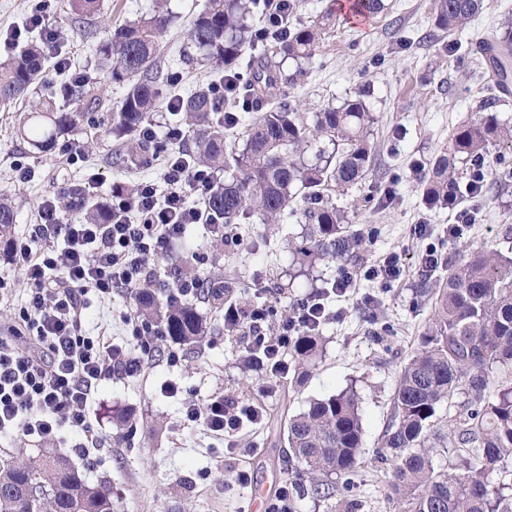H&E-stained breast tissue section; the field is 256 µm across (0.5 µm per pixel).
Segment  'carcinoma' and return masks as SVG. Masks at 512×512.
<instances>
[{
	"label": "carcinoma",
	"mask_w": 512,
	"mask_h": 512,
	"mask_svg": "<svg viewBox=\"0 0 512 512\" xmlns=\"http://www.w3.org/2000/svg\"><path fill=\"white\" fill-rule=\"evenodd\" d=\"M271 0H207L193 17L188 36L195 55L191 65L224 69L235 82L233 93L220 96L208 82L175 101L177 126L185 131L181 146L198 166L223 172L205 200L206 223L213 229L215 247H223L220 230L253 215L262 224L294 218L304 226L301 242L289 241L293 262L312 267L332 261L347 266L360 253L375 228L353 229L333 195L347 191L366 176L374 150L376 117L366 104L369 90L309 114L289 89L308 74L319 56L326 32L334 25L333 10L306 22L295 21V0H288L287 32L263 37L257 16L267 18ZM354 11L375 17L387 12L384 0H355ZM482 11V0H431L434 28L429 38L442 36L471 21ZM172 16L165 0H156L153 12L112 28L97 47L100 66L126 89L115 107L102 111V99L90 76L68 88L85 111L69 112L57 105L53 83L45 81L44 46L30 41L11 58L0 62V103L37 95L16 135L41 154L55 148L65 135L87 133L121 141L128 158L144 161L161 148L143 139L145 126L159 109L162 86L177 78L166 65L161 38ZM476 52L487 57L489 74L485 96L476 117L456 127L444 146L427 162L421 180L430 207H457L464 196L483 194L492 149L512 147V125L502 123L498 107L506 103L500 85L512 67V20L500 33L483 39ZM291 61L295 71L283 66ZM263 107L242 122L240 107ZM495 179L512 180V156L498 152ZM301 199L302 206L296 205ZM86 224H105L109 203L76 201ZM16 207L12 197L0 196V259L12 257ZM179 277L199 278L186 261ZM201 279V278H199ZM199 298L212 308H231L238 319L224 324L236 336L250 331L251 313L266 308L259 301L233 295L234 285L218 275L201 279ZM432 306L431 323L420 339V349L404 365L392 398L390 419L381 448L374 454L378 466L391 465L392 491L406 498L407 512H512L509 484L494 486L489 474L512 476V380L488 393L493 367H512V258L484 247L472 248L466 259L439 281H425L418 289ZM141 319L158 325L163 336L178 344L201 342L208 335L206 319L196 300L161 296L156 288L134 290ZM295 370L305 374L323 351L315 330L288 345ZM462 393L455 418L454 437L460 452L448 470L434 466L433 452L448 441L434 424L437 406ZM288 444L290 494L319 501L336 496L338 480L350 484L365 460L360 396L354 388L313 399L308 408L283 424ZM0 512H115L112 492L90 484L71 466L64 452L40 448L34 454L19 450L10 462L0 461Z\"/></svg>",
	"instance_id": "1"
}]
</instances>
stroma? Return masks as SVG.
Returning <instances> with one entry per match:
<instances>
[{"label": "stroma", "instance_id": "stroma-1", "mask_svg": "<svg viewBox=\"0 0 512 512\" xmlns=\"http://www.w3.org/2000/svg\"><path fill=\"white\" fill-rule=\"evenodd\" d=\"M389 12L374 18L337 14L336 25L324 40L322 52L292 93L309 110L345 98L370 85L366 99L377 118L375 159L365 179L347 195L337 197L350 224L360 229L376 226L378 236L367 247L347 296L331 299L335 317L323 326L325 347L316 366L299 386L288 378L262 375L242 366L248 342L244 336L224 332L223 314L199 304L210 332L196 347L160 338L155 343L154 368L146 374L106 382L89 408L90 421L107 441L106 447L84 454L76 451L78 435L63 431L56 443L71 465L94 484H106L118 512H259L263 498L272 496L288 480L287 447L280 431L286 416L306 409L310 399L355 387L361 397L366 463L353 488L339 490L337 497L349 503L351 512H406L404 501L393 497L383 470L372 462L385 431L398 376L416 351L419 336L431 318V306L417 303L416 290L424 277L447 276L448 266L464 260L469 248L481 245L512 257V185H492L476 198L477 223L450 236L448 227L456 213L448 208L426 207L420 179L422 167L448 142L459 124L474 117L480 88L460 94L470 84L468 68L460 60L487 37L512 0H484L478 20L446 35L447 55H438L425 40L433 27L431 0H386ZM206 0H168L174 24L162 38L166 61L183 71V81L165 91V98L187 95L196 85L208 82L210 72L185 66L183 55L190 47L189 22ZM154 0H101L97 12L84 14L77 26L67 28L60 42L68 59L65 73L50 70L53 83L62 76L89 73L96 78L106 104L119 101L123 88L97 67L95 50L107 37L106 23L119 24L150 13ZM404 36L396 47V36ZM29 102L0 105V193L16 196V235L28 233L37 218V206L48 195L70 188L89 199L108 200L120 184L140 181L161 183L157 163H105L111 141L69 163L62 151L48 155L33 152L18 138V119L28 112ZM373 197L364 207L363 197ZM431 226L432 235L416 237L414 225ZM237 249L217 254L209 224L190 225L184 242L173 244L159 261L161 279L173 280L176 262L190 258L201 276L223 275L240 290H262L264 300L279 308L292 307L312 291L325 288L338 273L334 263H321L300 274L292 264L287 241L300 237L296 221L266 226L258 218L241 225ZM440 244L448 265L425 273L421 259L428 243ZM398 253L404 264L402 276L390 283L365 276L377 259ZM0 330L16 322L26 296L14 262L0 260ZM130 294L109 299L90 296L88 329L102 328L115 343L132 345L125 313L134 311ZM393 327L381 331L382 323ZM176 393H169L167 384ZM215 395L258 407L261 418L237 436V446L225 448L202 427L186 424L183 404L203 405ZM128 409L131 427L117 428L112 412ZM247 472L246 484H238L239 472Z\"/></svg>", "mask_w": 512, "mask_h": 512}]
</instances>
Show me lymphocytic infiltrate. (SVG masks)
Segmentation results:
<instances>
[{"label": "lymphocytic infiltrate", "instance_id": "lymphocytic-infiltrate-1", "mask_svg": "<svg viewBox=\"0 0 512 512\" xmlns=\"http://www.w3.org/2000/svg\"><path fill=\"white\" fill-rule=\"evenodd\" d=\"M171 146L164 156V188L141 183L130 195L116 194L107 224H71L63 215L74 193L42 201L28 236L15 239L13 259L29 287L20 308L23 341L0 336V433L57 441L68 428L92 437L88 406L101 384L115 377H133L154 364L159 326L137 313L125 322L138 353L89 335L84 325L89 294L131 292L154 279L151 267L186 225L200 223L199 201L213 186L210 171L184 163L174 146L184 137L168 127ZM322 294L302 300L296 317L278 336L256 334L272 353L287 348L294 332L321 326L326 307ZM187 420L201 424L217 439L238 433L257 413L249 405L216 395L206 405L187 404Z\"/></svg>", "mask_w": 512, "mask_h": 512}]
</instances>
